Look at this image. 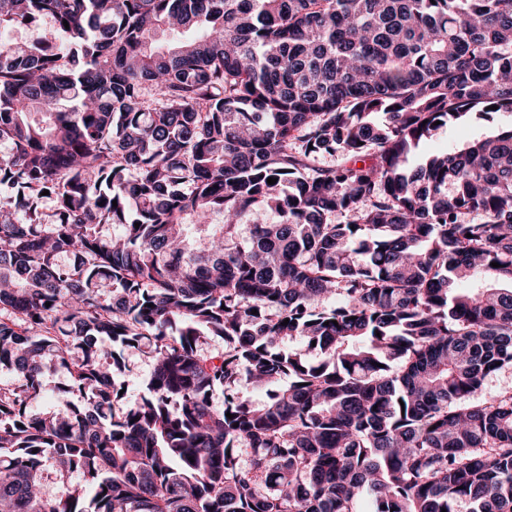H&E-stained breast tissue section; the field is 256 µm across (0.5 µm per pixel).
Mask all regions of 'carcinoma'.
Returning a JSON list of instances; mask_svg holds the SVG:
<instances>
[{"instance_id":"1","label":"carcinoma","mask_w":512,"mask_h":512,"mask_svg":"<svg viewBox=\"0 0 512 512\" xmlns=\"http://www.w3.org/2000/svg\"><path fill=\"white\" fill-rule=\"evenodd\" d=\"M27 18L0 512H512V128L407 163L512 112V0H0ZM51 365L79 400L34 413ZM46 27L40 23H27L12 26L8 31L4 32L5 39H13L16 41H35L46 34ZM511 125L512 112H497L493 114L491 121L476 116L467 117L463 121L440 131L433 140L420 146L411 157L410 166L421 163L431 152L461 146L494 130L508 128ZM152 371L150 359L146 353H134L128 357L127 368L123 375L126 387L125 402L134 404L145 394V384Z\"/></svg>"}]
</instances>
